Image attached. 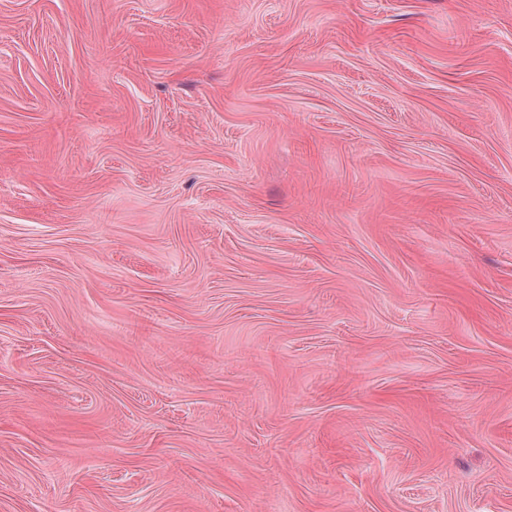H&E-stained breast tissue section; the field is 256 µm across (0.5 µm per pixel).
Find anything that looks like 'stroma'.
<instances>
[{
    "instance_id": "obj_1",
    "label": "stroma",
    "mask_w": 512,
    "mask_h": 512,
    "mask_svg": "<svg viewBox=\"0 0 512 512\" xmlns=\"http://www.w3.org/2000/svg\"><path fill=\"white\" fill-rule=\"evenodd\" d=\"M0 512H512V0H0Z\"/></svg>"
}]
</instances>
